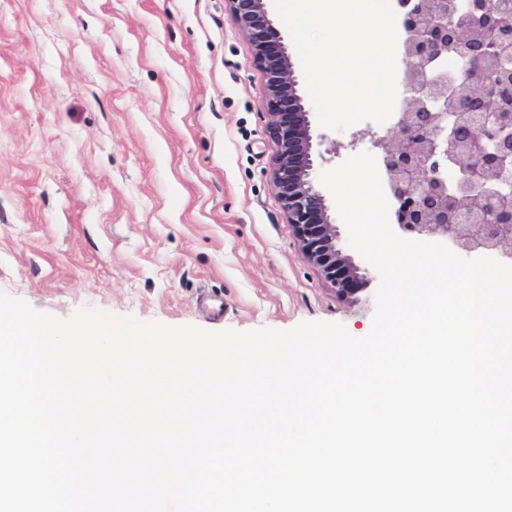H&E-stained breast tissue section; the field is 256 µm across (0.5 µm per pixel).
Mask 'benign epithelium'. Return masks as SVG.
Returning <instances> with one entry per match:
<instances>
[{
	"instance_id": "obj_1",
	"label": "benign epithelium",
	"mask_w": 512,
	"mask_h": 512,
	"mask_svg": "<svg viewBox=\"0 0 512 512\" xmlns=\"http://www.w3.org/2000/svg\"><path fill=\"white\" fill-rule=\"evenodd\" d=\"M265 78L275 146L270 180L302 255L351 298L368 281L339 245L315 181L314 131L288 47L266 0H228ZM401 97L385 134H371L395 226L467 258L512 264V0H398ZM464 62L448 81V60Z\"/></svg>"
}]
</instances>
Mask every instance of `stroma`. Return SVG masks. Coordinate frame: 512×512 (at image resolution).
<instances>
[{"label":"stroma","mask_w":512,"mask_h":512,"mask_svg":"<svg viewBox=\"0 0 512 512\" xmlns=\"http://www.w3.org/2000/svg\"><path fill=\"white\" fill-rule=\"evenodd\" d=\"M263 91L227 0H0V292L60 317L367 335L380 277L345 301L302 257ZM376 128H316L319 170Z\"/></svg>","instance_id":"35a3bbf8"}]
</instances>
